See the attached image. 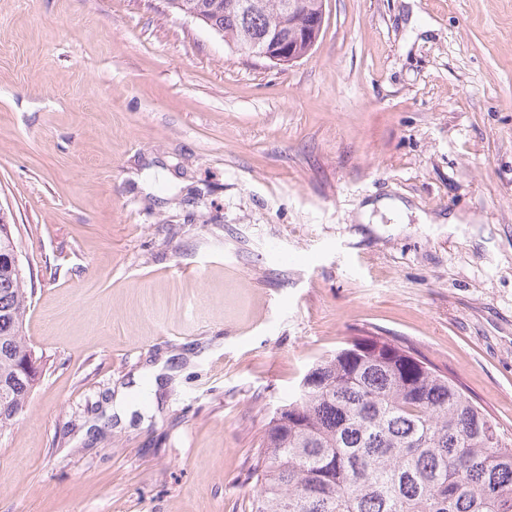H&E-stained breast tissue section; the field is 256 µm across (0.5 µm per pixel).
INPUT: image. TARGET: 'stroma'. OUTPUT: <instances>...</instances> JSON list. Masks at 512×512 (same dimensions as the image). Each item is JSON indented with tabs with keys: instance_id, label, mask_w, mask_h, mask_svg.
Segmentation results:
<instances>
[{
	"instance_id": "stroma-1",
	"label": "stroma",
	"mask_w": 512,
	"mask_h": 512,
	"mask_svg": "<svg viewBox=\"0 0 512 512\" xmlns=\"http://www.w3.org/2000/svg\"><path fill=\"white\" fill-rule=\"evenodd\" d=\"M0 207L44 359L0 512H252L274 409L372 332L512 433V0H326L286 66L162 0H0Z\"/></svg>"
}]
</instances>
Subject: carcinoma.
<instances>
[{"label": "carcinoma", "mask_w": 512, "mask_h": 512, "mask_svg": "<svg viewBox=\"0 0 512 512\" xmlns=\"http://www.w3.org/2000/svg\"><path fill=\"white\" fill-rule=\"evenodd\" d=\"M174 0L229 46L293 30L321 0ZM0 214V430L38 380L23 335L31 293ZM253 512H512V438L447 374L384 336L316 358L275 409L254 467Z\"/></svg>", "instance_id": "carcinoma-1"}]
</instances>
